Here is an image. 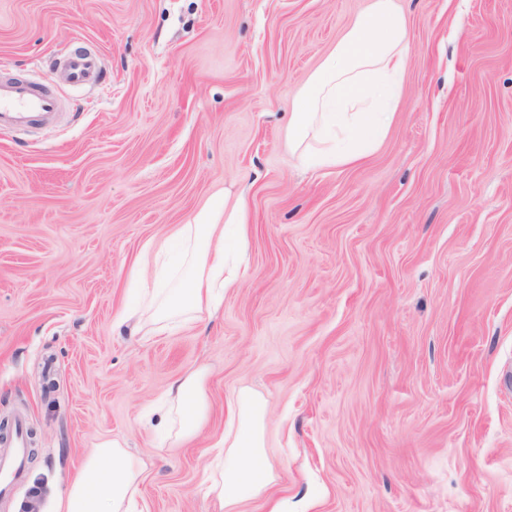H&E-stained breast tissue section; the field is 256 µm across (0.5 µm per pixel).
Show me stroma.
I'll use <instances>...</instances> for the list:
<instances>
[{
    "label": "stroma",
    "mask_w": 512,
    "mask_h": 512,
    "mask_svg": "<svg viewBox=\"0 0 512 512\" xmlns=\"http://www.w3.org/2000/svg\"><path fill=\"white\" fill-rule=\"evenodd\" d=\"M385 141L289 154L291 104L367 0H0V75L60 101L0 129V418L34 433L7 512H55L88 449L146 467L147 512H212L202 473L244 387L288 512H512V0H400ZM95 53L90 85L60 78ZM217 192L249 244L212 320L117 324L143 244ZM209 421L163 442L168 384ZM208 373L198 369L175 379L163 393L168 404L164 425L176 443L195 438L206 426L209 415Z\"/></svg>",
    "instance_id": "stroma-1"
}]
</instances>
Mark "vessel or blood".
<instances>
[{
	"label": "vessel or blood",
	"instance_id": "obj_1",
	"mask_svg": "<svg viewBox=\"0 0 512 512\" xmlns=\"http://www.w3.org/2000/svg\"><path fill=\"white\" fill-rule=\"evenodd\" d=\"M100 61L91 55L77 54L64 59L61 75L64 81L86 84L96 80ZM59 103L49 92L24 81L0 79V127L24 128L37 122L54 119ZM27 425L24 418H16L10 438V449L0 454V501L19 481L29 458Z\"/></svg>",
	"mask_w": 512,
	"mask_h": 512
}]
</instances>
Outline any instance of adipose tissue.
I'll use <instances>...</instances> for the list:
<instances>
[{"mask_svg":"<svg viewBox=\"0 0 512 512\" xmlns=\"http://www.w3.org/2000/svg\"><path fill=\"white\" fill-rule=\"evenodd\" d=\"M411 29L397 0H369L294 100L286 146L307 168L357 163L385 139L404 91ZM250 216L244 199L228 204L215 195L192 223L173 227L162 240L144 243L128 276L140 287V306L119 322L137 319L150 331L175 320L200 321L220 309L236 285V260L247 246ZM166 280L147 284L145 271ZM208 373L198 369L175 379L163 393L164 419L176 442L195 438L209 415ZM267 402L240 389L227 408L223 458L204 471L216 512H240L245 500L263 497L269 512H284L275 495L278 476L266 452ZM144 466L119 441L91 449L82 468L58 494L57 512H143Z\"/></svg>","mask_w":512,"mask_h":512,"instance_id":"ef3b65f1","label":"adipose tissue"}]
</instances>
